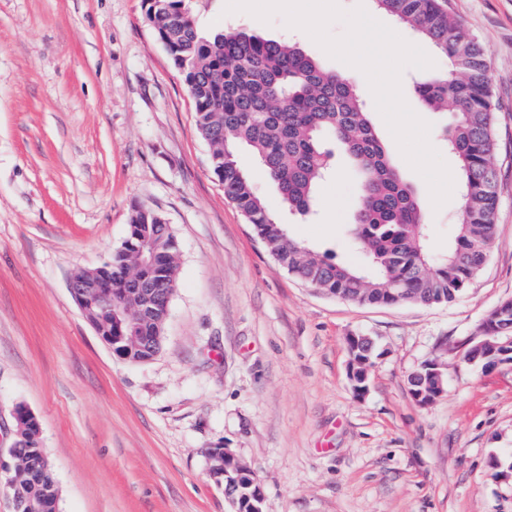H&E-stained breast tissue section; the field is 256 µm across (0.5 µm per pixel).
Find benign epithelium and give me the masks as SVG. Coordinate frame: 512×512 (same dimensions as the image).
Listing matches in <instances>:
<instances>
[{
	"label": "benign epithelium",
	"instance_id": "obj_1",
	"mask_svg": "<svg viewBox=\"0 0 512 512\" xmlns=\"http://www.w3.org/2000/svg\"><path fill=\"white\" fill-rule=\"evenodd\" d=\"M168 259L167 253L153 246L140 252L139 270L134 272L129 265H119V286L112 287V275H100L83 269L72 274L69 281L71 295L81 310L86 304H95L109 310H122L133 315L131 330L109 342L113 354L122 358L125 349L134 346L138 350L152 352L160 342V332L149 329L158 318L166 316L173 284L162 277L160 267ZM487 336H471L464 343V360L474 363L479 359L492 365L497 360L512 356V342L507 341L494 352L487 351ZM430 382L443 388L446 365L439 359L424 364ZM17 438H23L29 424H39L36 415L25 405L18 404L12 412ZM207 471L217 485L223 487L224 496L235 512H262L263 489L251 480L252 469L238 460L227 448H210L205 452Z\"/></svg>",
	"mask_w": 512,
	"mask_h": 512
}]
</instances>
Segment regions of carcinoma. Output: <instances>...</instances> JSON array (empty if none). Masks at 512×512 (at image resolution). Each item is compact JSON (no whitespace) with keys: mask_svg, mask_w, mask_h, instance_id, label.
<instances>
[{"mask_svg":"<svg viewBox=\"0 0 512 512\" xmlns=\"http://www.w3.org/2000/svg\"><path fill=\"white\" fill-rule=\"evenodd\" d=\"M154 34L187 85L196 125L209 147L224 196L278 264L323 292L356 303L392 305L448 303L482 270L496 238L499 199L494 165L495 112L490 64L463 22L445 0H375L376 7L419 34L448 59V70L414 85L422 108L450 114L441 135L457 162L461 205L448 249L433 254L428 245L427 211L392 162L356 87L296 44L248 30L199 34L186 0H144ZM341 144L361 175L353 215V245L365 268L335 263L293 240L267 208L235 151L248 149L276 185L289 211L305 216L331 165L326 143ZM135 235L153 239L161 220L134 209ZM87 317L104 337L127 330V319L88 305ZM512 337V315L494 308L482 326ZM42 435L29 427L16 449L18 463L3 490L41 512L44 501L59 499L55 480L25 481L21 473L41 462Z\"/></svg>","mask_w":512,"mask_h":512,"instance_id":"obj_1","label":"carcinoma"}]
</instances>
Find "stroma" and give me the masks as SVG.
<instances>
[{
	"label": "stroma",
	"mask_w": 512,
	"mask_h": 512,
	"mask_svg": "<svg viewBox=\"0 0 512 512\" xmlns=\"http://www.w3.org/2000/svg\"><path fill=\"white\" fill-rule=\"evenodd\" d=\"M226 0H187L205 37L228 29L290 40L347 75L283 15L262 23ZM485 50L497 104V238L454 302L358 304L279 266L210 168L181 74L143 0H0V455L11 412L38 417L60 488L58 512H231L204 452L250 465L263 512H512V362L463 361L460 345L512 299V0H447ZM430 142L443 112L423 111ZM239 165L290 236L335 260L348 246L359 175L335 152L314 214H289L248 152ZM161 214L179 245L160 353L115 356L73 299L75 271L124 242L133 209ZM380 355L356 394L347 339ZM442 356L445 391L418 404L409 378Z\"/></svg>",
	"instance_id": "obj_1"
}]
</instances>
